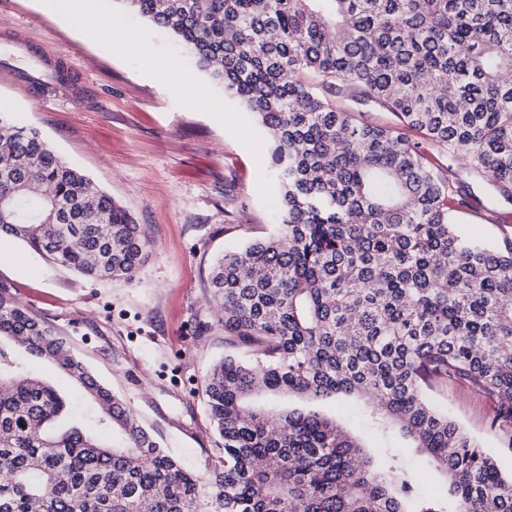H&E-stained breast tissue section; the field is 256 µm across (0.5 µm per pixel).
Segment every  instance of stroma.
Here are the masks:
<instances>
[{"label": "stroma", "instance_id": "35a3bbf8", "mask_svg": "<svg viewBox=\"0 0 512 512\" xmlns=\"http://www.w3.org/2000/svg\"><path fill=\"white\" fill-rule=\"evenodd\" d=\"M77 5L78 24L48 0H0V104L124 206L151 252L133 281L100 282L9 241L0 285L64 339L162 448L203 474L224 440L210 423L202 383L227 351L209 279L219 255L279 222L269 135L169 33L108 0ZM107 9L114 29L105 35L97 22ZM127 34L146 56L120 49ZM332 99L357 121L400 124L355 87H337ZM409 137L454 173L469 201L454 221L467 236L487 244L512 236V198L420 132ZM432 398L512 472V450L490 428L495 400L458 382Z\"/></svg>", "mask_w": 512, "mask_h": 512}]
</instances>
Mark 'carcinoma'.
<instances>
[{
    "label": "carcinoma",
    "mask_w": 512,
    "mask_h": 512,
    "mask_svg": "<svg viewBox=\"0 0 512 512\" xmlns=\"http://www.w3.org/2000/svg\"><path fill=\"white\" fill-rule=\"evenodd\" d=\"M172 33L269 131L276 234L224 253L212 298L230 348L203 392L224 455L202 475L159 444L0 286V512H512L505 475L430 392L497 401L512 449V239L460 233L448 174L397 128L317 88L349 84L512 187V0H116ZM0 239L90 280L134 279L150 242L130 213L0 105ZM37 176L47 184L41 192ZM55 365L95 407L28 370ZM356 396L443 472L421 496L400 450L377 463L316 411L273 397Z\"/></svg>",
    "instance_id": "obj_1"
}]
</instances>
